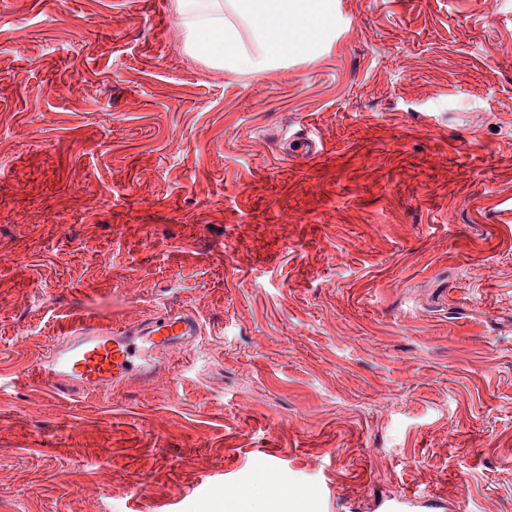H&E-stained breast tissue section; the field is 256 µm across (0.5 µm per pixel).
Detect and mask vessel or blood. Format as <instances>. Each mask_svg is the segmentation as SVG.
Instances as JSON below:
<instances>
[{
    "label": "vessel or blood",
    "mask_w": 512,
    "mask_h": 512,
    "mask_svg": "<svg viewBox=\"0 0 512 512\" xmlns=\"http://www.w3.org/2000/svg\"><path fill=\"white\" fill-rule=\"evenodd\" d=\"M324 151L321 138L299 134L288 144V157L305 164ZM202 333L197 317L183 310H168L145 323L72 329L60 344L32 368L22 370V379L60 390L61 380L77 383L94 393L106 386H119L130 379H149L153 356L188 342Z\"/></svg>",
    "instance_id": "vessel-or-blood-1"
}]
</instances>
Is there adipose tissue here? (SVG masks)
<instances>
[{"label":"adipose tissue","instance_id":"adipose-tissue-1","mask_svg":"<svg viewBox=\"0 0 512 512\" xmlns=\"http://www.w3.org/2000/svg\"><path fill=\"white\" fill-rule=\"evenodd\" d=\"M186 51L237 74H259L302 51L320 52L335 0H176Z\"/></svg>","mask_w":512,"mask_h":512}]
</instances>
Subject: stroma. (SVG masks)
Instances as JSON below:
<instances>
[{"mask_svg":"<svg viewBox=\"0 0 512 512\" xmlns=\"http://www.w3.org/2000/svg\"><path fill=\"white\" fill-rule=\"evenodd\" d=\"M174 5L0 0V512H512V0H336L257 75ZM166 308L151 379L14 380ZM324 151V143L321 138L311 134H299L290 140L287 156L295 163L306 164Z\"/></svg>","mask_w":512,"mask_h":512,"instance_id":"stroma-1","label":"stroma"}]
</instances>
